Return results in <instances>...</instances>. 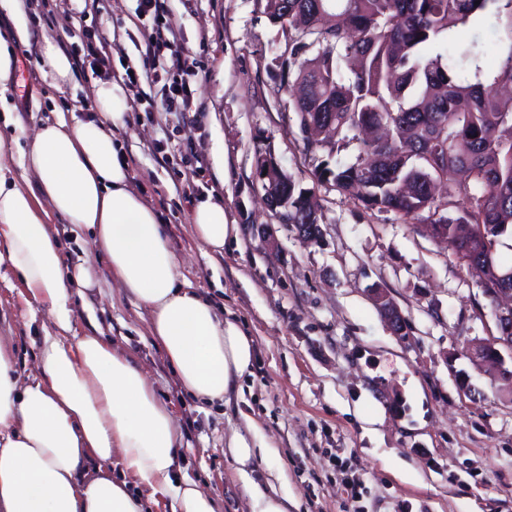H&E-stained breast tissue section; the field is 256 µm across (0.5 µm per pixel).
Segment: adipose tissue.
Here are the masks:
<instances>
[{"label": "adipose tissue", "mask_w": 512, "mask_h": 512, "mask_svg": "<svg viewBox=\"0 0 512 512\" xmlns=\"http://www.w3.org/2000/svg\"><path fill=\"white\" fill-rule=\"evenodd\" d=\"M12 18L0 33V112L8 96L15 44L30 31L17 0H0ZM113 83L97 86L96 118L57 116L35 129L0 135V261H8L50 320L38 346L37 374L20 381L0 342V512H145L157 498L171 512H216L195 480L176 478L179 430L145 373L96 335H75L72 290L91 280L69 269L46 219L84 226L125 295L148 313V331L182 389L202 403L225 402L251 367L253 339L186 281L158 213L132 188L113 133L125 114ZM192 231L206 250L223 254L230 233L213 194L192 208ZM228 452L253 512H288L274 481L249 475L273 448L233 433ZM120 477H113V470ZM147 489L134 497L129 483Z\"/></svg>", "instance_id": "1"}]
</instances>
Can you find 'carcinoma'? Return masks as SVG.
Returning a JSON list of instances; mask_svg holds the SVG:
<instances>
[{
	"mask_svg": "<svg viewBox=\"0 0 512 512\" xmlns=\"http://www.w3.org/2000/svg\"><path fill=\"white\" fill-rule=\"evenodd\" d=\"M280 27L279 87H288L308 150L328 159L318 181L367 208L408 219L423 212L445 224L438 238L466 269L469 259L512 228V0H264ZM489 14L498 61L483 65L479 44L442 46ZM320 127L306 135V120ZM364 124L389 134L362 140L354 160L330 164L346 132ZM288 221L314 225L316 203L288 175ZM468 224L466 236L458 225Z\"/></svg>",
	"mask_w": 512,
	"mask_h": 512,
	"instance_id": "1",
	"label": "carcinoma"
}]
</instances>
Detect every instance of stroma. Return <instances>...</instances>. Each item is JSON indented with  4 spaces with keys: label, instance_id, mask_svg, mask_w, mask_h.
Returning <instances> with one entry per match:
<instances>
[{
    "label": "stroma",
    "instance_id": "35a3bbf8",
    "mask_svg": "<svg viewBox=\"0 0 512 512\" xmlns=\"http://www.w3.org/2000/svg\"><path fill=\"white\" fill-rule=\"evenodd\" d=\"M138 0H19L34 34L20 47L14 114L25 128L56 112L90 117L96 81L74 69L56 89L36 66L43 37L68 56L82 36L112 46V82L125 104L116 133L134 189L159 213L181 272L230 311L252 337L255 361L229 404L203 405L180 387L148 315L116 288L83 228L51 222L68 266L93 285L75 302L77 335L98 333L150 377L181 435L178 463L205 485L219 512H251L246 485L224 453L232 432L276 449L251 477L280 471L291 512H512V401L467 356L494 332L475 278L425 232L421 220L364 208L313 171L274 48L284 36L260 0H168L166 36L194 71L190 103L165 111V77L147 80ZM270 155L315 196L320 242L300 240L263 201L258 156ZM219 197L233 224L223 254H205L191 227L194 200ZM386 291L406 319L393 336L373 301ZM38 304L0 265V340L20 377L33 374L43 334ZM467 377L471 394L458 386ZM361 495L351 498L350 483Z\"/></svg>",
    "mask_w": 512,
    "mask_h": 512
}]
</instances>
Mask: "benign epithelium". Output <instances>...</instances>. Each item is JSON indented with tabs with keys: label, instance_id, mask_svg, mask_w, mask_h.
I'll return each mask as SVG.
<instances>
[{
	"label": "benign epithelium",
	"instance_id": "7a95c632",
	"mask_svg": "<svg viewBox=\"0 0 512 512\" xmlns=\"http://www.w3.org/2000/svg\"><path fill=\"white\" fill-rule=\"evenodd\" d=\"M257 173L269 206L282 223H288V174L267 155L258 157ZM493 254L492 248L486 251L479 267L492 272L496 282V287L486 289L485 298L500 333L475 339L471 345V357L477 364L494 369L496 381L512 383V366H506V358L512 359V288L508 284V277L512 274L496 268ZM374 301L390 332L399 338L405 336V318L391 297L378 290L374 293Z\"/></svg>",
	"mask_w": 512,
	"mask_h": 512
}]
</instances>
